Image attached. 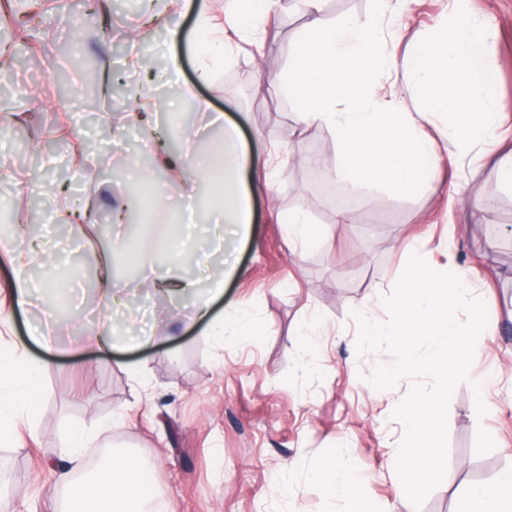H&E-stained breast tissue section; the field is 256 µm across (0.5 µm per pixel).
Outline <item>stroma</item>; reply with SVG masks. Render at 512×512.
<instances>
[{
  "label": "stroma",
  "mask_w": 512,
  "mask_h": 512,
  "mask_svg": "<svg viewBox=\"0 0 512 512\" xmlns=\"http://www.w3.org/2000/svg\"><path fill=\"white\" fill-rule=\"evenodd\" d=\"M466 5L497 26L487 59L497 73L491 109L499 115V142L476 140L448 155V119L432 117L423 128L441 151L429 183L409 198L346 184L356 206L344 217L319 197L305 159L314 151L335 167V136L322 124L301 122L288 96L268 85L287 70L292 44L309 26L308 12L281 10L264 31L243 40L226 30L236 49L206 85L194 68V11L178 14L182 38L171 46L162 30L142 26L156 0H140L137 14L129 16L125 0H101L95 9L78 0L68 10L47 0L28 43L9 68L0 69L12 98L0 105V158L23 151L30 161L25 179L0 180V193L22 209L38 205L31 274L43 280L54 263L60 277L71 278L72 323L53 328L54 351L29 343L30 356L49 359L50 366L41 377L43 402L34 430L0 447V505L6 512H60L56 471L85 466L69 462L62 448L73 429L93 433L94 447L146 460L156 512H348V501H324L314 481L319 463L331 456L363 483L369 512H409L394 479L403 427L392 411L411 381L379 390L362 379L374 361L389 357L358 358L352 313L385 321L381 297L415 252L439 271L475 270L474 294L498 325L495 334L480 335L469 380L451 398L447 473L420 512H458L466 487L512 471V191L504 188L497 166L499 153L512 147V0ZM448 10V0H411L404 17L396 49L400 64L381 78L378 92H396L408 112L419 106L401 61L446 23ZM134 27L142 28L159 70L177 57V84L164 85L157 73L130 65L123 36ZM66 50L84 57L113 88L132 86L156 101L165 111L158 129L182 117L186 102H209L211 111L241 124L247 152L263 161L254 170L252 234L235 255L234 276L225 277L224 254L213 253L203 234L212 223L204 178L196 190L199 229L179 262L160 259L143 237L117 251L116 287L128 304L148 309L154 339L143 347L135 344L139 326L118 321L113 347L79 349L87 328L106 317L86 280L73 274L75 255L96 248L97 241L58 224L56 202L44 190L60 184L74 196L91 194L98 212L122 208L151 228L181 205V184L139 163V155L154 153L156 145L140 140L135 108H128L127 124L102 122L118 98L102 95L98 81L68 66ZM63 125L95 149L112 150L123 178L164 195L165 205L132 201L108 176L89 187L85 174L63 160L46 165L45 142ZM297 210L323 232L304 248L295 246L280 222L282 214ZM146 265L159 279L180 274L205 286L225 278L224 298L214 303L212 315L248 317L260 325V336L228 343L209 336L193 301L147 294L126 277L127 268ZM479 380L496 403L481 417L472 408L471 385ZM114 417L120 425L101 430ZM480 432L486 437L481 444L475 440Z\"/></svg>",
  "instance_id": "stroma-1"
}]
</instances>
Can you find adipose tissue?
<instances>
[{
	"instance_id": "ef3b65f1",
	"label": "adipose tissue",
	"mask_w": 512,
	"mask_h": 512,
	"mask_svg": "<svg viewBox=\"0 0 512 512\" xmlns=\"http://www.w3.org/2000/svg\"><path fill=\"white\" fill-rule=\"evenodd\" d=\"M280 4L281 0H228L222 25L214 22L207 9H199L194 23L198 81L211 82L216 66L232 55L234 48L224 39L225 28L245 36L256 33L266 14ZM494 34L495 25L489 16L457 5L449 23L434 38L419 44L407 60L423 114L456 118L448 135L449 150H457L477 137L492 140L498 134L497 115L489 109L494 73L485 63L486 46ZM223 130L218 155L224 179L213 184L218 221L212 233L215 239L227 236L238 245L251 234L249 169L254 160L244 148L236 123L225 122ZM228 224L234 227L229 236L224 233ZM8 253L12 278L0 286V312L29 304L32 297L29 252L22 243L14 242ZM48 366V361L31 359L25 345L14 342L0 346V442L13 441L18 426H35L42 402L39 376ZM146 472L140 457L124 453L102 462L79 480L73 479L69 470H61L56 481L67 493L66 512H144L150 500ZM318 481L323 497L330 501L343 498L353 503L363 495L362 486L332 459L320 465ZM465 497L471 505L469 512H504L506 503L512 502V473L469 486Z\"/></svg>"
}]
</instances>
